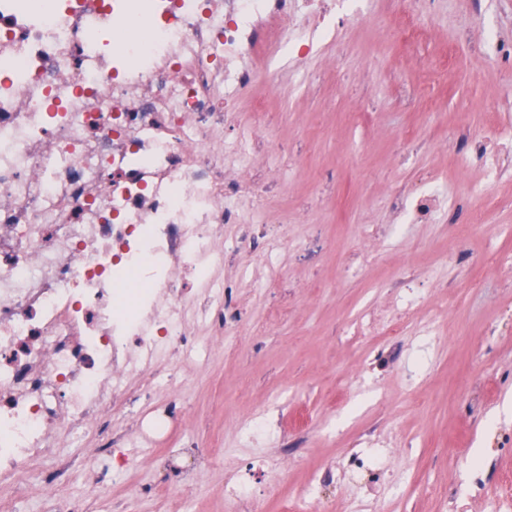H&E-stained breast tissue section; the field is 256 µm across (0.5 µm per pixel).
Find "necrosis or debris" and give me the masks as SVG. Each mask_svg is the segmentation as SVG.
<instances>
[{
	"label": "necrosis or debris",
	"mask_w": 512,
	"mask_h": 512,
	"mask_svg": "<svg viewBox=\"0 0 512 512\" xmlns=\"http://www.w3.org/2000/svg\"><path fill=\"white\" fill-rule=\"evenodd\" d=\"M346 10L371 0H0L1 487L29 485L65 435L167 437L174 362L209 355L200 329L240 332L225 263L277 245L243 208L276 180L224 172L267 130L265 101L239 99L280 85L277 57L305 63L296 15L324 32ZM125 413L144 434L110 433ZM279 474L251 458L225 497L268 512Z\"/></svg>",
	"instance_id": "1"
}]
</instances>
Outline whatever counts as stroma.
Masks as SVG:
<instances>
[{
	"label": "stroma",
	"instance_id": "1",
	"mask_svg": "<svg viewBox=\"0 0 512 512\" xmlns=\"http://www.w3.org/2000/svg\"><path fill=\"white\" fill-rule=\"evenodd\" d=\"M433 10L432 32L408 41L369 19L351 20L315 47L318 81L283 67L284 89L257 85L276 151L295 161L269 202L270 234L289 219L288 245L273 262L245 253L224 275L238 281L236 339L210 336L207 361L178 370L187 403L172 425L181 448L128 449L129 475L112 480V451L87 439L84 464L57 494L89 512H229L228 468L265 452L288 471L282 496L318 481L312 512H345L379 498V512H447L441 486L491 512L502 476L512 477V182L484 192L481 168H464L470 137L512 115V64L489 68L493 42H512V0H415ZM361 111L365 122L344 117ZM417 146L400 150L398 132ZM432 184L458 198L435 224H403L399 190ZM469 267V282L458 277ZM412 320L386 333L402 311ZM369 314L374 329L353 333ZM384 450L381 472L342 479L337 463ZM223 464L196 459L198 449ZM420 469L406 467L408 454ZM486 481L474 493L473 470Z\"/></svg>",
	"mask_w": 512,
	"mask_h": 512
}]
</instances>
